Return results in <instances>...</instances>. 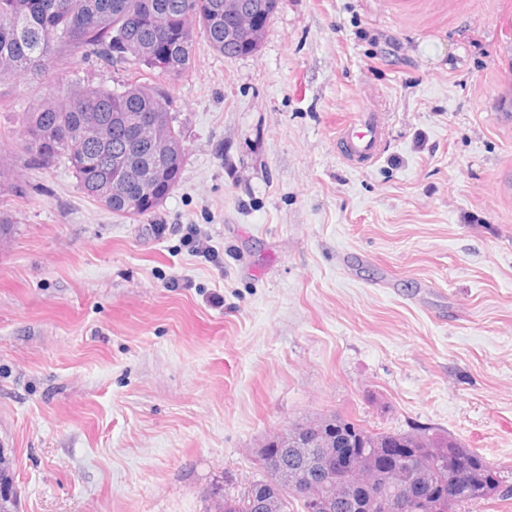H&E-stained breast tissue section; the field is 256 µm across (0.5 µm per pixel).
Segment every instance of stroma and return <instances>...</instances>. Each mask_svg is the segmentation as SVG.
Instances as JSON below:
<instances>
[{
    "mask_svg": "<svg viewBox=\"0 0 512 512\" xmlns=\"http://www.w3.org/2000/svg\"><path fill=\"white\" fill-rule=\"evenodd\" d=\"M58 54L0 84V452L18 512H208L326 415L512 471V0H280L248 56L161 79L185 148L121 219L23 113L147 75ZM383 114L357 169L336 133Z\"/></svg>",
    "mask_w": 512,
    "mask_h": 512,
    "instance_id": "35a3bbf8",
    "label": "stroma"
}]
</instances>
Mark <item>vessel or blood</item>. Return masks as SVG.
Masks as SVG:
<instances>
[{
  "label": "vessel or blood",
  "instance_id": "vessel-or-blood-1",
  "mask_svg": "<svg viewBox=\"0 0 512 512\" xmlns=\"http://www.w3.org/2000/svg\"><path fill=\"white\" fill-rule=\"evenodd\" d=\"M336 138L346 147V161L358 167L379 158L386 140V127L378 113L364 110L347 120Z\"/></svg>",
  "mask_w": 512,
  "mask_h": 512
}]
</instances>
